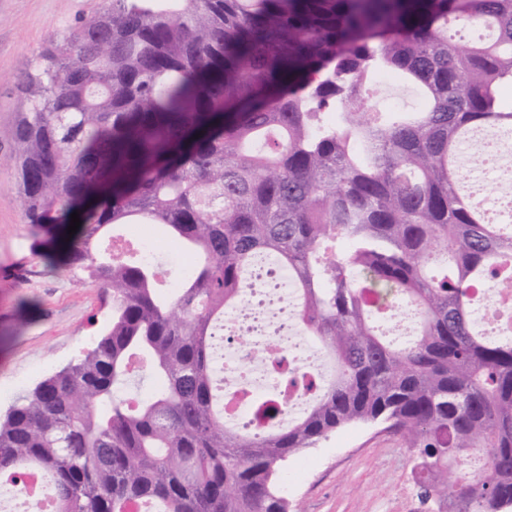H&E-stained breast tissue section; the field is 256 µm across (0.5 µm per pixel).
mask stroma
Returning <instances> with one entry per match:
<instances>
[{
	"mask_svg": "<svg viewBox=\"0 0 512 512\" xmlns=\"http://www.w3.org/2000/svg\"><path fill=\"white\" fill-rule=\"evenodd\" d=\"M102 7V0H0V390L7 394L1 415L21 392L92 346L91 318H108L100 307L103 286L47 267L32 251L12 159L30 62ZM411 469L400 435L355 423L291 456L279 478L295 512H428Z\"/></svg>",
	"mask_w": 512,
	"mask_h": 512,
	"instance_id": "stroma-1",
	"label": "stroma"
}]
</instances>
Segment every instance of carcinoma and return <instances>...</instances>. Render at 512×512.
<instances>
[{
	"instance_id": "carcinoma-1",
	"label": "carcinoma",
	"mask_w": 512,
	"mask_h": 512,
	"mask_svg": "<svg viewBox=\"0 0 512 512\" xmlns=\"http://www.w3.org/2000/svg\"><path fill=\"white\" fill-rule=\"evenodd\" d=\"M467 22L491 38L452 42ZM381 72L423 107L368 108ZM509 88L512 0H107L57 38L26 75L18 192L33 252L111 288L112 314L0 416V493L32 473L45 512H289L279 465L379 422L413 450L422 502L511 509L512 338L476 328L474 289L512 284V224L462 181L473 132L512 150ZM117 224L165 226L195 275L163 294L102 245ZM265 254L335 370L294 422L257 403L274 424L254 434L224 422L214 339ZM396 307L416 318L405 343L376 325ZM474 451L485 469L465 478Z\"/></svg>"
}]
</instances>
